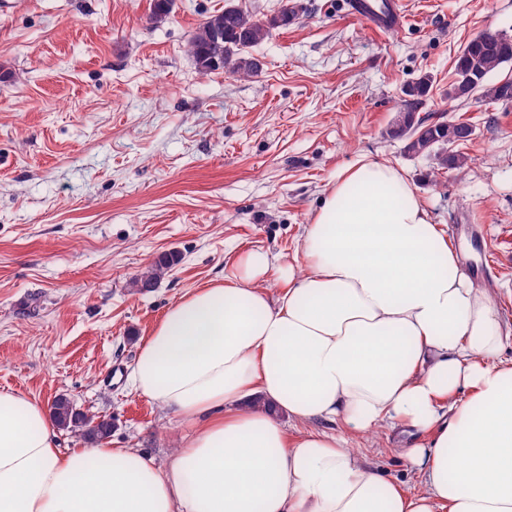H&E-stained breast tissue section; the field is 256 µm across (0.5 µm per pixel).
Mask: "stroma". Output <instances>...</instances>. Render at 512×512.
Returning a JSON list of instances; mask_svg holds the SVG:
<instances>
[{
    "mask_svg": "<svg viewBox=\"0 0 512 512\" xmlns=\"http://www.w3.org/2000/svg\"><path fill=\"white\" fill-rule=\"evenodd\" d=\"M240 81L201 75L187 51L225 0H6L0 7V389L66 396L112 420L109 445L166 461L189 428L128 382L143 337L190 288L223 279L238 254L294 262L344 165L402 168L462 267L512 323V101L455 100L460 49L486 27L512 35V0H403L404 27L377 33L344 0H288ZM417 109L463 119L468 164L415 157L391 129L403 88ZM480 225L471 235L469 225ZM179 261L141 293L133 279ZM409 435L350 436L378 473L411 482ZM178 260L179 256L175 252L159 255L152 264L132 281L133 286L137 288L136 290L139 292L146 291L148 287L154 288L162 276L165 275Z\"/></svg>",
    "mask_w": 512,
    "mask_h": 512,
    "instance_id": "obj_1",
    "label": "stroma"
}]
</instances>
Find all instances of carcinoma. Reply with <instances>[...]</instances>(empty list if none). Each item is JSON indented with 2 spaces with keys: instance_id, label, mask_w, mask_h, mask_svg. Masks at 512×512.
Masks as SVG:
<instances>
[{
  "instance_id": "cac0c4a2",
  "label": "carcinoma",
  "mask_w": 512,
  "mask_h": 512,
  "mask_svg": "<svg viewBox=\"0 0 512 512\" xmlns=\"http://www.w3.org/2000/svg\"><path fill=\"white\" fill-rule=\"evenodd\" d=\"M296 19L297 11L293 7L285 6L279 14L261 19L235 4L227 3L224 9L206 16L199 24L189 41L188 52L203 75L222 69L240 80H248L260 68L258 60L249 56V49L263 42L272 30L292 25ZM468 45L470 57L457 61L455 66L473 64L482 70L483 78L476 85L467 87L462 83L461 74H456L451 96L458 99L474 96L490 100L503 98L505 88L512 89V80L489 84L487 77L504 64L511 63L512 52L502 54L476 38L471 39ZM430 86L429 77L422 76L406 88L405 96L409 100L405 101L403 112L412 126L407 130L395 128L393 133L406 138L407 153L417 156L433 154L440 168L461 169L467 165L468 158L456 151H442L441 142L456 134L460 135V142L467 141L472 134V126L466 122H431L427 117L417 116L418 105ZM178 260L179 256L174 252L159 255L132 281L133 286L139 292L155 287ZM51 415L60 428H81L92 439H105L112 433L111 419L81 411L65 396L54 400Z\"/></svg>"
}]
</instances>
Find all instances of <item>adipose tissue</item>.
<instances>
[{"label": "adipose tissue", "instance_id": "obj_1", "mask_svg": "<svg viewBox=\"0 0 512 512\" xmlns=\"http://www.w3.org/2000/svg\"><path fill=\"white\" fill-rule=\"evenodd\" d=\"M301 253L242 252L143 339L132 387L194 429L166 465L60 448L41 401L1 390L0 512H512V330L403 170L344 167ZM282 413L334 429L292 436ZM385 425L424 435L407 450L421 491L350 447Z\"/></svg>", "mask_w": 512, "mask_h": 512}]
</instances>
